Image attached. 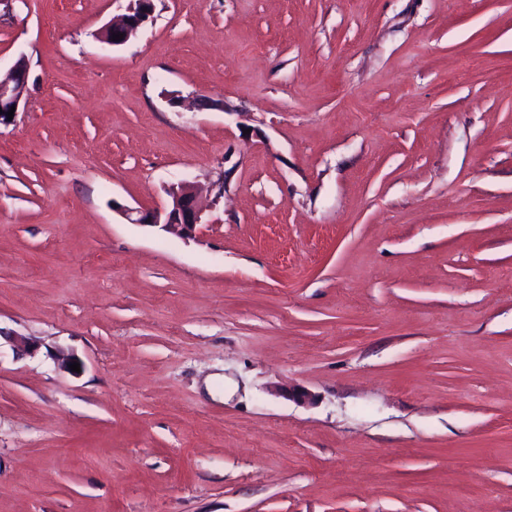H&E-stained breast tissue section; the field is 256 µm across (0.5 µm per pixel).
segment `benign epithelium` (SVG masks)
Here are the masks:
<instances>
[{
    "label": "benign epithelium",
    "instance_id": "7a95c632",
    "mask_svg": "<svg viewBox=\"0 0 512 512\" xmlns=\"http://www.w3.org/2000/svg\"><path fill=\"white\" fill-rule=\"evenodd\" d=\"M152 0H135V6L120 20L107 25L101 33V41L112 47L127 44L136 37L140 28L152 14ZM122 33L124 38L119 41L112 35ZM26 81V66L18 62L10 73L0 78V124L8 122V111L21 102ZM170 201L167 207L153 211L141 212L125 209L123 214L132 224H146L160 228L162 231L177 234L181 237L192 235L200 223V212L197 207L196 194L188 183H181L168 189Z\"/></svg>",
    "mask_w": 512,
    "mask_h": 512
}]
</instances>
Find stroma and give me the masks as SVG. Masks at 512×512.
I'll return each instance as SVG.
<instances>
[{"label": "stroma", "mask_w": 512, "mask_h": 512, "mask_svg": "<svg viewBox=\"0 0 512 512\" xmlns=\"http://www.w3.org/2000/svg\"><path fill=\"white\" fill-rule=\"evenodd\" d=\"M153 4L0 0V512H512V0ZM135 6L129 13L123 16L119 21L107 25L101 33V41L112 47H119L127 44L136 37L140 28L148 21L152 14L150 5L152 0H134ZM123 33L124 38L119 41L112 40V35ZM25 81L26 66L23 61H19L5 78H0V125L8 122V111L12 105H15L14 114L17 112ZM167 195L170 201L162 210L143 213L134 209H124L123 214L132 224L160 227L164 232L189 237L200 223V212L193 187L188 183H181L176 187L173 185L168 189Z\"/></svg>", "instance_id": "35a3bbf8"}]
</instances>
